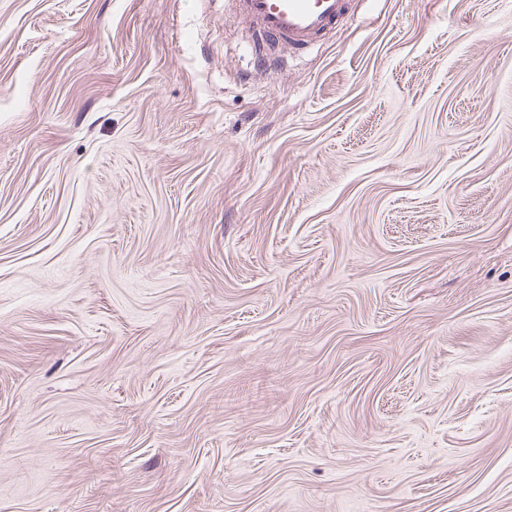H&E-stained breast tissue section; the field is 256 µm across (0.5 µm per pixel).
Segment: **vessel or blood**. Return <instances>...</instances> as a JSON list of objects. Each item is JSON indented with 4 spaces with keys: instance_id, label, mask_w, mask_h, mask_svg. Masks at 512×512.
Wrapping results in <instances>:
<instances>
[{
    "instance_id": "vessel-or-blood-1",
    "label": "vessel or blood",
    "mask_w": 512,
    "mask_h": 512,
    "mask_svg": "<svg viewBox=\"0 0 512 512\" xmlns=\"http://www.w3.org/2000/svg\"><path fill=\"white\" fill-rule=\"evenodd\" d=\"M354 0H237L245 18L267 51L263 68L275 65L281 48L291 50L310 43L336 27L349 13Z\"/></svg>"
}]
</instances>
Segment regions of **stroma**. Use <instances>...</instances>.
I'll use <instances>...</instances> for the list:
<instances>
[{"instance_id":"stroma-1","label":"stroma","mask_w":512,"mask_h":512,"mask_svg":"<svg viewBox=\"0 0 512 512\" xmlns=\"http://www.w3.org/2000/svg\"><path fill=\"white\" fill-rule=\"evenodd\" d=\"M0 0V512H512V0ZM245 18L268 51L260 58L264 69L277 64V51L297 50L336 27L354 0H236Z\"/></svg>"}]
</instances>
